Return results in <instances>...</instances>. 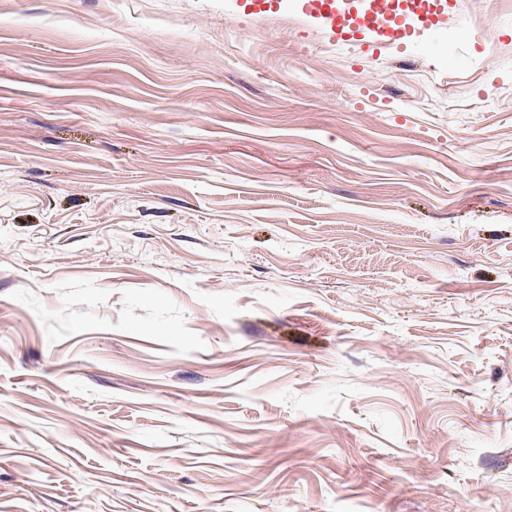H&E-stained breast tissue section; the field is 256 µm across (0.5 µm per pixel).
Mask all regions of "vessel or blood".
<instances>
[{
  "mask_svg": "<svg viewBox=\"0 0 512 512\" xmlns=\"http://www.w3.org/2000/svg\"><path fill=\"white\" fill-rule=\"evenodd\" d=\"M295 14L301 21H321L330 39L351 31L350 0H298ZM448 14V0H364L360 24L375 42L393 48L410 37L409 22L436 28L447 24Z\"/></svg>",
  "mask_w": 512,
  "mask_h": 512,
  "instance_id": "vessel-or-blood-1",
  "label": "vessel or blood"
}]
</instances>
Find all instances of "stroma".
Here are the masks:
<instances>
[{"label": "stroma", "instance_id": "1", "mask_svg": "<svg viewBox=\"0 0 512 512\" xmlns=\"http://www.w3.org/2000/svg\"><path fill=\"white\" fill-rule=\"evenodd\" d=\"M458 3L0 0V512H512V0ZM296 18L312 22L319 19L328 39L343 37L352 32L349 25L351 0H297ZM360 24L372 39L388 48L398 47L412 32L407 21L431 29L448 22L447 0H363Z\"/></svg>", "mask_w": 512, "mask_h": 512}]
</instances>
